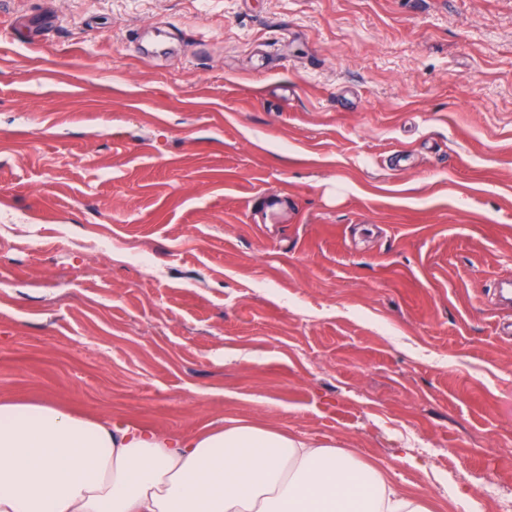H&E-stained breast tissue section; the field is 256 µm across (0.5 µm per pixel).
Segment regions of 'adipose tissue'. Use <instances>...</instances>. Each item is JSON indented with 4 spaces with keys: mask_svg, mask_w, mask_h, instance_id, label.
Returning <instances> with one entry per match:
<instances>
[{
    "mask_svg": "<svg viewBox=\"0 0 512 512\" xmlns=\"http://www.w3.org/2000/svg\"><path fill=\"white\" fill-rule=\"evenodd\" d=\"M0 512H431L354 453L246 419L195 435L0 401Z\"/></svg>",
    "mask_w": 512,
    "mask_h": 512,
    "instance_id": "ef3b65f1",
    "label": "adipose tissue"
}]
</instances>
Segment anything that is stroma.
<instances>
[{"instance_id": "stroma-1", "label": "stroma", "mask_w": 512, "mask_h": 512, "mask_svg": "<svg viewBox=\"0 0 512 512\" xmlns=\"http://www.w3.org/2000/svg\"><path fill=\"white\" fill-rule=\"evenodd\" d=\"M506 274L512 0L0 8V398L258 419L498 512Z\"/></svg>"}]
</instances>
